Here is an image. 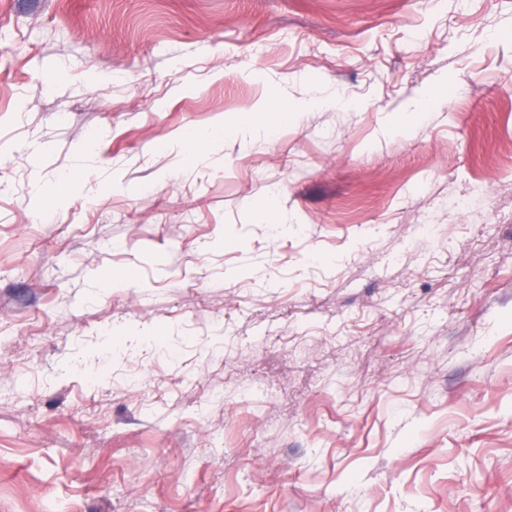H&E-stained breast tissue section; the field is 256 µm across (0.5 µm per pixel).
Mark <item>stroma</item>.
Wrapping results in <instances>:
<instances>
[{
	"label": "stroma",
	"mask_w": 512,
	"mask_h": 512,
	"mask_svg": "<svg viewBox=\"0 0 512 512\" xmlns=\"http://www.w3.org/2000/svg\"><path fill=\"white\" fill-rule=\"evenodd\" d=\"M0 512H512V0H0Z\"/></svg>",
	"instance_id": "35a3bbf8"
}]
</instances>
